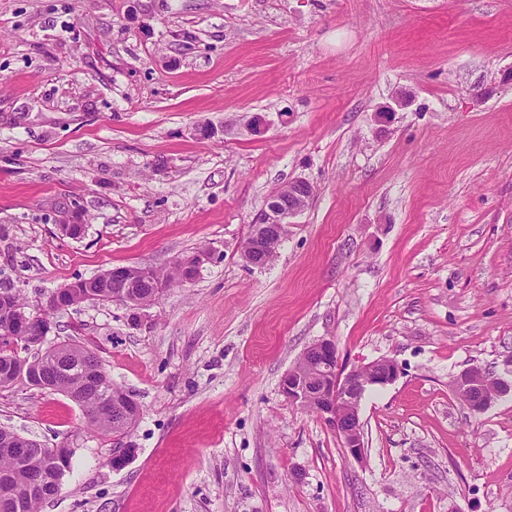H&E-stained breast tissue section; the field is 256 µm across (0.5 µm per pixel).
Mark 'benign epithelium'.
Returning <instances> with one entry per match:
<instances>
[{
    "instance_id": "benign-epithelium-1",
    "label": "benign epithelium",
    "mask_w": 512,
    "mask_h": 512,
    "mask_svg": "<svg viewBox=\"0 0 512 512\" xmlns=\"http://www.w3.org/2000/svg\"><path fill=\"white\" fill-rule=\"evenodd\" d=\"M243 126L257 137L268 130L270 120L264 114L252 113L245 116ZM312 195L311 183L297 178L268 199L254 221V242L242 255L246 264L257 268L266 266L269 242L283 235L288 228V219L300 214ZM97 278L105 288L114 283L131 287L130 281L123 279L117 267L98 274ZM50 331L51 323L42 319L39 308H0V334L13 341H24L32 336L45 339ZM479 372V368H467L452 382L455 395L463 398V404L474 413L484 412L504 396V386L512 382V363L505 365L504 374L496 376V383L487 386L474 382ZM63 373L85 378L94 384L105 402H110L112 380L107 375L93 373L86 368H68ZM401 374L399 364L390 358H380L344 372L339 367L335 341L322 338L308 346L300 361L288 370V385L281 386V391L292 403L301 404L308 398L312 399L317 405L316 413L336 432L345 457L360 462L365 457L361 402L369 390L390 385Z\"/></svg>"
}]
</instances>
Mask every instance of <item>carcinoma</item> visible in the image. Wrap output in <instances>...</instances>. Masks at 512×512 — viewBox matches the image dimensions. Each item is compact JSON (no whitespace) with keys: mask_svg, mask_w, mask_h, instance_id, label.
Masks as SVG:
<instances>
[{"mask_svg":"<svg viewBox=\"0 0 512 512\" xmlns=\"http://www.w3.org/2000/svg\"><path fill=\"white\" fill-rule=\"evenodd\" d=\"M195 255H182L169 267L153 270V275L140 277V267H127L129 277L139 282L131 293L150 294L155 285L165 288L186 282L183 264L194 261ZM87 300L108 301L109 293L102 288H76L61 297V304L75 307ZM88 359L99 360L96 351L78 343H43L30 358L20 356L18 347L0 341V391L16 385L59 391L77 403L85 413L88 426L98 434L123 436L136 425L134 417L123 427L111 423L112 411L100 404L92 384L78 377H63L59 366L78 365ZM13 432L0 428V512H39L42 503L59 492L58 475L70 470L72 452L59 448L52 453L44 448L23 452L10 449Z\"/></svg>","mask_w":512,"mask_h":512,"instance_id":"cac0c4a2","label":"carcinoma"}]
</instances>
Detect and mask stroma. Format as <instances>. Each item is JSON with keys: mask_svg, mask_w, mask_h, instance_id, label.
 <instances>
[{"mask_svg": "<svg viewBox=\"0 0 512 512\" xmlns=\"http://www.w3.org/2000/svg\"><path fill=\"white\" fill-rule=\"evenodd\" d=\"M297 177L309 206L246 265ZM199 250L148 305L50 316L140 404L128 436L0 393V426L73 451L41 512H512V397L474 414L450 387L512 355V0H0V288L42 306ZM322 338L402 368L362 401L361 464L280 388ZM313 195L311 183L297 178L275 192L266 202L265 208L253 222L254 242L248 251V236L241 244L246 264L263 268L267 265L268 245L274 238H281L288 228V219L300 214ZM288 199V204L285 200Z\"/></svg>", "mask_w": 512, "mask_h": 512, "instance_id": "1", "label": "stroma"}]
</instances>
